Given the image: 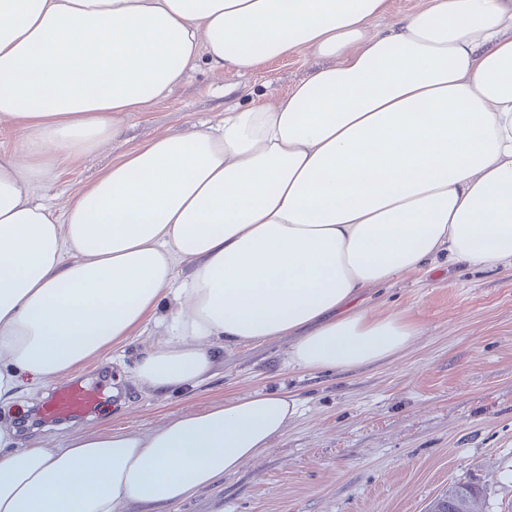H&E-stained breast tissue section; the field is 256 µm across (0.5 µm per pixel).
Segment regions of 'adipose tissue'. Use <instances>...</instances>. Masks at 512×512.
<instances>
[{
	"label": "adipose tissue",
	"instance_id": "1",
	"mask_svg": "<svg viewBox=\"0 0 512 512\" xmlns=\"http://www.w3.org/2000/svg\"><path fill=\"white\" fill-rule=\"evenodd\" d=\"M0 0V405L158 336L132 369L155 393L211 379L223 350L288 337L311 373L392 358L420 329L360 294L445 257L512 262V0ZM323 66L274 103L139 144L63 212L33 202L63 162L199 61L246 76ZM256 390L146 432L50 448L0 419V512H142L188 500L301 413Z\"/></svg>",
	"mask_w": 512,
	"mask_h": 512
}]
</instances>
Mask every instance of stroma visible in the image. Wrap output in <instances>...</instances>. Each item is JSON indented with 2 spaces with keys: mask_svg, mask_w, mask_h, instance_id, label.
<instances>
[{
  "mask_svg": "<svg viewBox=\"0 0 512 512\" xmlns=\"http://www.w3.org/2000/svg\"><path fill=\"white\" fill-rule=\"evenodd\" d=\"M317 64L309 55L276 59L247 77L198 64L167 97L124 114L123 139L62 164L33 197L62 210L134 146L216 125L228 105L277 100ZM370 295L374 311L402 312L421 328L387 361L308 373L284 366L287 339L253 342L225 351L209 382L166 397L131 377L134 349L151 340L148 327L107 360L72 371L107 390L96 414L26 435L60 448L89 430L145 431L227 397L284 386L303 399L301 415L258 459L170 512H426L455 481L486 484L484 512H503L512 502V265L444 263Z\"/></svg>",
  "mask_w": 512,
  "mask_h": 512,
  "instance_id": "35a3bbf8",
  "label": "stroma"
}]
</instances>
